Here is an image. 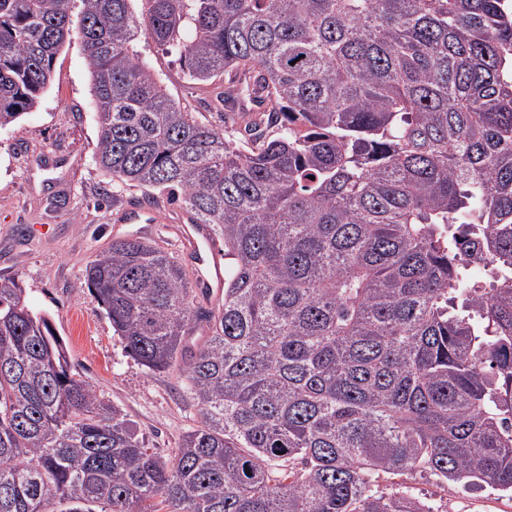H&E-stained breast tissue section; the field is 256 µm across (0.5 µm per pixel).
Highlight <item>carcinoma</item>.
Returning <instances> with one entry per match:
<instances>
[{
	"mask_svg": "<svg viewBox=\"0 0 512 512\" xmlns=\"http://www.w3.org/2000/svg\"><path fill=\"white\" fill-rule=\"evenodd\" d=\"M73 0H0V128L37 107ZM96 163L224 241V302L112 242L84 281L199 416L174 455L73 371L0 278V512H430L383 475L512 493V0H80ZM175 46L239 141L134 45ZM140 60L144 61L154 73L162 80L171 98L187 112H195L197 118L207 124L223 127L226 136L233 138H245L244 127L249 119L248 113L252 112H224V104L220 106L215 101L216 89L224 82L217 78L213 84H199L191 81L185 74L179 61V51L176 48L169 50L159 49L152 41L141 39L134 47ZM226 116L222 122L220 113ZM234 121H232V118Z\"/></svg>",
	"mask_w": 512,
	"mask_h": 512,
	"instance_id": "carcinoma-1",
	"label": "carcinoma"
}]
</instances>
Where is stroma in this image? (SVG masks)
Returning <instances> with one entry per match:
<instances>
[{
	"label": "stroma",
	"mask_w": 512,
	"mask_h": 512,
	"mask_svg": "<svg viewBox=\"0 0 512 512\" xmlns=\"http://www.w3.org/2000/svg\"><path fill=\"white\" fill-rule=\"evenodd\" d=\"M135 51L171 98L226 135H245L248 113L225 121L212 84L191 81L177 49L140 40ZM98 124L79 35L58 54L51 87L38 107L0 129V277H18L30 307L48 314L72 366L98 395L121 408L160 454H174L196 426L177 371L153 373L129 355L121 336L84 284L86 265L112 241L141 237L172 249L191 219L178 204L154 198L152 224H126L123 209L141 191L112 181L95 163ZM380 489L426 502L453 496L454 512H512V497L491 488H452L426 474L389 475Z\"/></svg>",
	"instance_id": "1"
}]
</instances>
